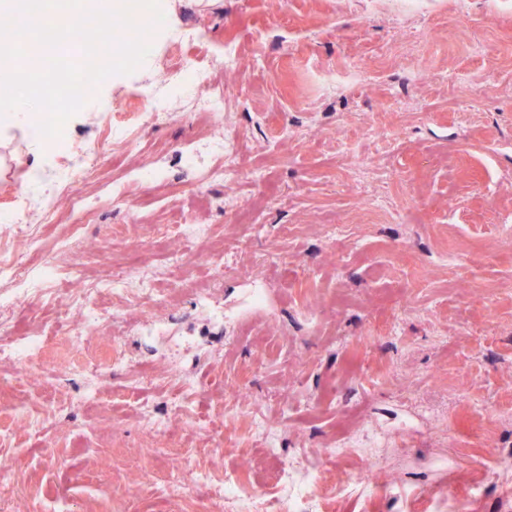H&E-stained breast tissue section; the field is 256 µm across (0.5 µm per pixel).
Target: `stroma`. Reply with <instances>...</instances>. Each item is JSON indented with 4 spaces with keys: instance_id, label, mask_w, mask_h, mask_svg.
<instances>
[{
    "instance_id": "1",
    "label": "stroma",
    "mask_w": 512,
    "mask_h": 512,
    "mask_svg": "<svg viewBox=\"0 0 512 512\" xmlns=\"http://www.w3.org/2000/svg\"><path fill=\"white\" fill-rule=\"evenodd\" d=\"M405 2L161 0L167 30L195 22L212 43L238 46L235 68L215 73L206 91L224 92L232 106L228 132L246 177L207 184L184 170L179 152L202 126L173 100L174 119L115 127L137 141L128 169L162 165L179 186L127 177L146 215L139 223L112 206L115 169L92 168L93 214L46 226L42 245L83 225L78 249L119 271L127 243L141 242L139 265L175 295L165 329L133 335L127 325L142 314L129 310L87 344L106 359L117 343L128 366L160 375L174 366L196 379V423L171 420L164 440L145 430L141 404L165 406L178 390L126 391L128 367L104 380L49 369L20 394L56 401L45 426L29 425L17 397L0 394V458L13 472L0 512H38L52 500L70 512H197L208 488L176 496L166 462L197 450L214 473L251 464L265 484L266 443L292 456L334 442L349 424L374 435L326 464L327 477L344 480L371 459L398 483L383 494L353 483L338 512H430L444 471L457 490L480 489L470 512H512L492 474L512 450V11L496 0H421L409 13ZM166 32L150 37V66L99 85L55 146L0 131V218L14 214L15 196L40 192L32 165L49 169L57 153L101 146V117L133 88L165 97L159 78L179 63ZM355 64L368 81L346 76ZM468 72L485 84L462 87ZM184 216L210 231L208 245L193 242L199 258L189 266L166 255L182 242L156 243ZM233 236L247 245L229 256L211 312H199L191 290L211 279L207 249ZM63 315L50 291L0 316L51 336ZM91 381L101 398L87 403ZM237 387L243 411L222 453L206 455L203 430L224 419L216 395ZM468 399L497 419L493 434L464 448L449 422L470 425ZM255 405L277 426L265 443L252 434ZM48 443L51 459L41 453Z\"/></svg>"
}]
</instances>
